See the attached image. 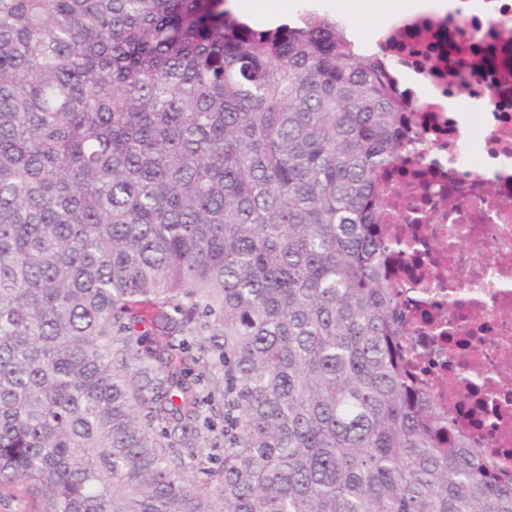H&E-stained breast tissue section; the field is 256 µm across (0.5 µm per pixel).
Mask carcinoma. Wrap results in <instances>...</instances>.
<instances>
[{
    "instance_id": "obj_1",
    "label": "carcinoma",
    "mask_w": 512,
    "mask_h": 512,
    "mask_svg": "<svg viewBox=\"0 0 512 512\" xmlns=\"http://www.w3.org/2000/svg\"><path fill=\"white\" fill-rule=\"evenodd\" d=\"M406 110L315 12L0 0V488L39 512H512L406 366L377 224ZM243 2V3H236ZM253 1L237 0L229 3V8L235 11L241 20L253 23L258 16H264L272 21H282L286 15V8L279 5L277 8L260 9Z\"/></svg>"
}]
</instances>
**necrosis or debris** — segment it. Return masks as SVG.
Returning <instances> with one entry per match:
<instances>
[{"label":"necrosis or debris","instance_id":"necrosis-or-debris-1","mask_svg":"<svg viewBox=\"0 0 512 512\" xmlns=\"http://www.w3.org/2000/svg\"><path fill=\"white\" fill-rule=\"evenodd\" d=\"M377 50L398 91L411 71L434 95L410 126L428 153L406 154L391 185L413 189L385 217L414 242L394 254L415 317L407 346L424 379L449 380L441 414L512 472V0L488 15L455 9L390 27ZM448 98L483 108L463 128L442 107ZM491 160L501 172L474 175Z\"/></svg>","mask_w":512,"mask_h":512}]
</instances>
